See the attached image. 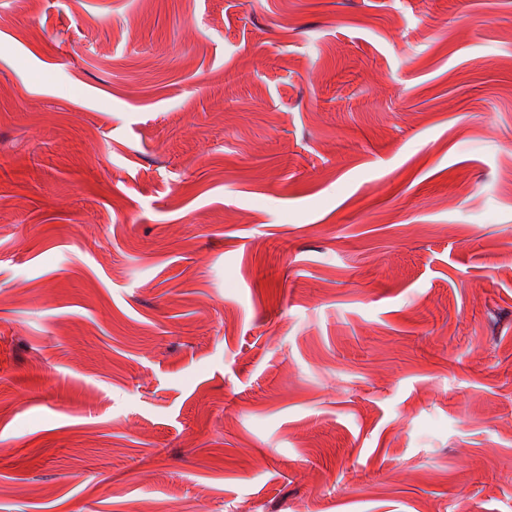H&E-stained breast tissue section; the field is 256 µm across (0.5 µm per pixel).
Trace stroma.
<instances>
[{
	"instance_id": "1",
	"label": "stroma",
	"mask_w": 512,
	"mask_h": 512,
	"mask_svg": "<svg viewBox=\"0 0 512 512\" xmlns=\"http://www.w3.org/2000/svg\"><path fill=\"white\" fill-rule=\"evenodd\" d=\"M0 512H512V0H0Z\"/></svg>"
}]
</instances>
